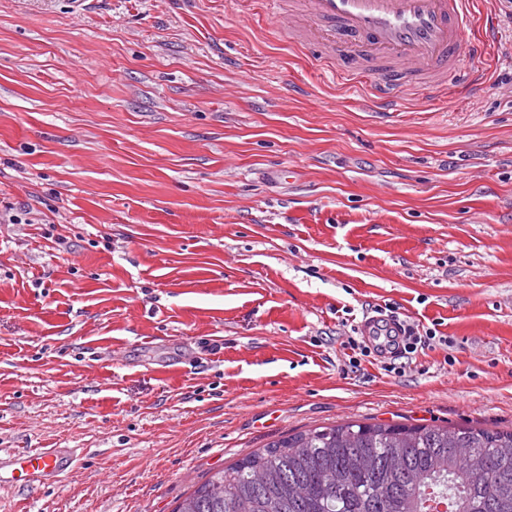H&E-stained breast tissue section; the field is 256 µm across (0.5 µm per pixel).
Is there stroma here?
<instances>
[{
  "label": "stroma",
  "instance_id": "35a3bbf8",
  "mask_svg": "<svg viewBox=\"0 0 512 512\" xmlns=\"http://www.w3.org/2000/svg\"><path fill=\"white\" fill-rule=\"evenodd\" d=\"M367 111L257 0H0V512H174L348 421L512 429V27ZM442 336L351 367L376 309ZM72 448H44L33 454H17L7 460L0 454V484L22 482L26 486L45 480L59 481L71 470Z\"/></svg>",
  "mask_w": 512,
  "mask_h": 512
}]
</instances>
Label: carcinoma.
I'll return each instance as SVG.
<instances>
[{
    "mask_svg": "<svg viewBox=\"0 0 512 512\" xmlns=\"http://www.w3.org/2000/svg\"><path fill=\"white\" fill-rule=\"evenodd\" d=\"M512 512V430L347 422L224 467L174 512Z\"/></svg>",
    "mask_w": 512,
    "mask_h": 512,
    "instance_id": "cac0c4a2",
    "label": "carcinoma"
}]
</instances>
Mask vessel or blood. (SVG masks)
Instances as JSON below:
<instances>
[{"label": "vessel or blood", "instance_id": "vessel-or-blood-1", "mask_svg": "<svg viewBox=\"0 0 512 512\" xmlns=\"http://www.w3.org/2000/svg\"><path fill=\"white\" fill-rule=\"evenodd\" d=\"M288 33L324 41L323 60L337 80L366 87L378 112L394 109L401 95L437 90L454 94L459 83L477 88L485 71L465 70L459 52L487 55V29H473L478 0H266ZM74 451L46 448L0 458V483L58 481L71 470Z\"/></svg>", "mask_w": 512, "mask_h": 512}]
</instances>
